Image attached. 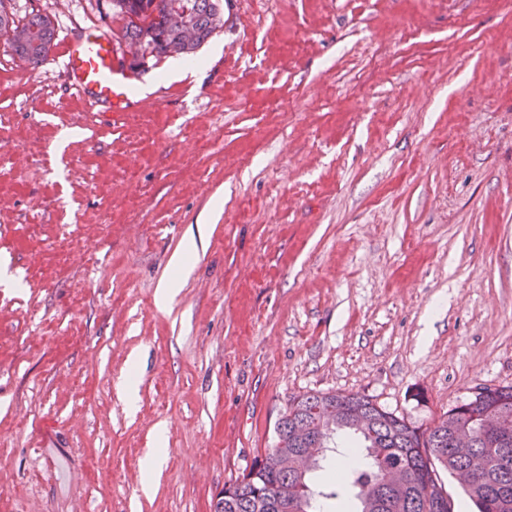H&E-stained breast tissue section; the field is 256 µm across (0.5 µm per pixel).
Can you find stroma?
I'll return each mask as SVG.
<instances>
[{
    "instance_id": "35a3bbf8",
    "label": "stroma",
    "mask_w": 512,
    "mask_h": 512,
    "mask_svg": "<svg viewBox=\"0 0 512 512\" xmlns=\"http://www.w3.org/2000/svg\"><path fill=\"white\" fill-rule=\"evenodd\" d=\"M196 55L124 106L0 38V512H213L294 397L512 386V0H232Z\"/></svg>"
}]
</instances>
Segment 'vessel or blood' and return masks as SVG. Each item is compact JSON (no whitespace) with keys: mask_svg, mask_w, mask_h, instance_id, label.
I'll return each mask as SVG.
<instances>
[{"mask_svg":"<svg viewBox=\"0 0 512 512\" xmlns=\"http://www.w3.org/2000/svg\"><path fill=\"white\" fill-rule=\"evenodd\" d=\"M60 55L66 62L72 87L87 100L124 102L131 89L132 73L116 65L114 45L97 29H86L75 40L64 41Z\"/></svg>","mask_w":512,"mask_h":512,"instance_id":"vessel-or-blood-1","label":"vessel or blood"}]
</instances>
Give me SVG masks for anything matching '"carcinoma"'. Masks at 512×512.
Instances as JSON below:
<instances>
[{
    "mask_svg": "<svg viewBox=\"0 0 512 512\" xmlns=\"http://www.w3.org/2000/svg\"><path fill=\"white\" fill-rule=\"evenodd\" d=\"M0 0V37L12 55L27 56L30 68L45 61L52 49L55 30L51 19L31 12L19 18ZM177 3L188 7L195 30V42L183 44L169 27L168 15ZM106 15L112 19V40L138 44L143 54L128 62L135 73L143 71L145 59L156 61L172 55H190L224 26V0H105ZM32 38H22L21 32ZM486 395L475 405L469 398L453 407L423 430L408 419L358 394L316 392L292 400L276 428V445L255 462L250 471L224 487V497L215 512H281V491L288 490L290 512H321L322 502L337 497L310 481L311 471L283 472L275 456L293 453L302 444L292 438L297 426H316L321 409L344 406L363 415L368 423L360 428L354 420L336 425L335 436L317 431L308 446H332L330 463L347 454L358 459L354 467L339 472L341 481L353 490L355 512H448V493L440 483L439 471L452 478L473 455L486 461L485 470L463 492L477 512H512V440L505 444L486 440L480 433L485 421L498 417L512 421V386L485 388ZM463 425L474 438L468 448L453 446L452 432ZM402 468L409 479L406 487L393 491L384 481L385 471Z\"/></svg>",
    "mask_w": 512,
    "mask_h": 512,
    "instance_id": "obj_1",
    "label": "carcinoma"
}]
</instances>
